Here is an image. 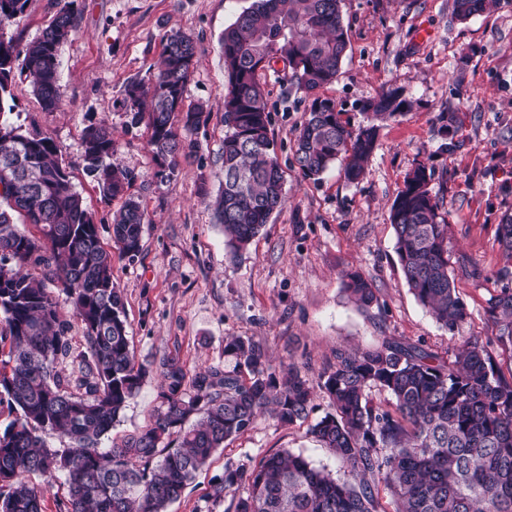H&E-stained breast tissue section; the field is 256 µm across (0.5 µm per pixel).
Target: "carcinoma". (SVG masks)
I'll list each match as a JSON object with an SVG mask.
<instances>
[{
	"mask_svg": "<svg viewBox=\"0 0 512 512\" xmlns=\"http://www.w3.org/2000/svg\"><path fill=\"white\" fill-rule=\"evenodd\" d=\"M27 3L0 0V27L20 19ZM341 3L253 0L224 31V180L213 208L234 254L285 204L259 72L285 61L297 89L313 97L296 136V162L307 176L341 159L346 179L359 180L379 122L405 107L401 94L389 90L368 124L353 129L332 100L315 95L336 79L347 56ZM73 4L63 0L42 36L15 51L14 63L0 62V116L17 74L29 80L43 111L59 110V51L76 31ZM488 4L452 0V13L466 21ZM195 55L192 37L175 32L153 78L124 89L131 123L146 121L152 152L170 171L186 150L179 129L208 117L203 106L186 100ZM440 120L451 149L459 117L452 112ZM58 152L37 127L0 121V197L40 232H18L0 209V413L13 416L0 431V512H43L32 474L63 479L67 493L59 512H168L216 450L249 431L260 415L284 426L306 421L314 388L296 371L278 381L252 338L231 336L224 357L233 366L212 365L189 382L176 358H159L153 423L118 446L101 447L148 369L134 361L111 258ZM115 153L106 122L84 130V172L112 199L125 195L133 179L112 162ZM430 181L423 164L408 174L390 221L408 287L453 332L467 309L449 271L448 216ZM143 224L139 201L126 198L113 217L112 239L130 261L141 252ZM497 240L512 255V214L502 216ZM496 277L503 285L487 314L498 342L512 347V270L504 267ZM343 285L362 309L377 301L358 271L346 272ZM63 303L83 326L86 349L77 354L60 319ZM68 360L77 373L57 370ZM318 388L331 411L309 433L333 453L343 475L282 450L255 466L225 467L213 485V504L244 489L235 512H384L383 489L394 512H512V379L478 339L464 341L451 361L394 339L353 353L338 350ZM374 389L391 396L394 411L373 402ZM47 435L68 444L50 446Z\"/></svg>",
	"mask_w": 512,
	"mask_h": 512,
	"instance_id": "obj_1",
	"label": "carcinoma"
}]
</instances>
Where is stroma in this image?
Masks as SVG:
<instances>
[{"mask_svg": "<svg viewBox=\"0 0 512 512\" xmlns=\"http://www.w3.org/2000/svg\"><path fill=\"white\" fill-rule=\"evenodd\" d=\"M251 2L75 0L77 31L59 52L62 107L42 111L25 78L12 86L6 121L37 125L54 141L112 252L113 280L123 291L137 362L147 365L171 354L192 376L223 362L226 337L249 336L277 376L294 368L314 387L339 349H367L389 338L450 358L466 337L476 336L489 344L503 373L512 372V353L502 349L486 315L489 299L501 288L496 271L512 267L495 236L502 215L512 213V0H497L465 22L453 17L451 0H343L349 52L320 96L332 99L355 128L366 125L370 104L385 89L398 90L408 103L403 115L383 122L356 182L345 179L338 163L316 179L303 174L294 141L310 100L296 90L285 63L261 71L286 204L234 256L209 202L223 179L221 38ZM58 8V0H29L26 13L8 29L17 48L40 38ZM177 31L197 47L187 99L207 105L210 115L183 132L192 154L161 178L145 125L129 123L124 87L156 74L165 39ZM454 109L463 124L450 151L438 133L439 117ZM102 121L112 129L118 161L134 175L129 192L144 209L142 252L132 262L113 250L112 216L120 200L105 198L83 170L82 133ZM421 164L449 215L450 269L468 311L452 332L407 287L389 220L395 195ZM350 270L376 289L369 309L358 308L343 289ZM159 385L156 374L146 376L104 447L150 423ZM327 410L318 396L308 421L281 427L259 418L215 453L169 512H225L209 500L225 467L255 465L284 449L338 473L334 455L308 433L310 422Z\"/></svg>", "mask_w": 512, "mask_h": 512, "instance_id": "stroma-1", "label": "stroma"}]
</instances>
